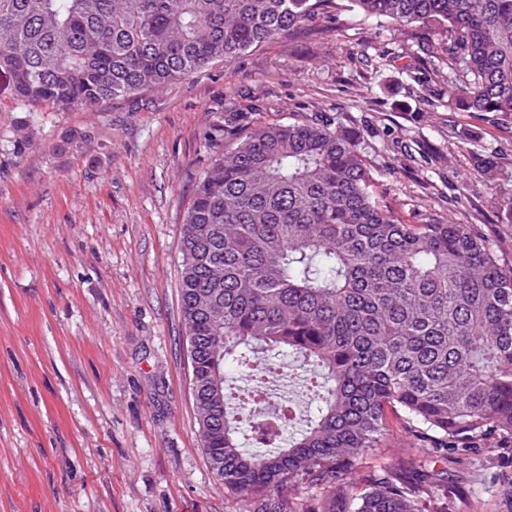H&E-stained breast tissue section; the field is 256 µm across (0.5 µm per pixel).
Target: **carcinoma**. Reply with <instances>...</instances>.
Masks as SVG:
<instances>
[{"label": "carcinoma", "mask_w": 512, "mask_h": 512, "mask_svg": "<svg viewBox=\"0 0 512 512\" xmlns=\"http://www.w3.org/2000/svg\"><path fill=\"white\" fill-rule=\"evenodd\" d=\"M451 60L448 94L512 124V0H351ZM336 0H0V74L17 106L97 111L217 60L336 20ZM224 113L235 147L196 183L179 282L198 435L238 512H448V465L512 439V270L467 225L406 224L380 205L360 144L331 119ZM495 189L490 157H474ZM313 413L229 383L286 375ZM412 455L365 468L387 413ZM445 467L438 469L436 463Z\"/></svg>", "instance_id": "cac0c4a2"}]
</instances>
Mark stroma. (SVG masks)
I'll return each mask as SVG.
<instances>
[{
    "mask_svg": "<svg viewBox=\"0 0 512 512\" xmlns=\"http://www.w3.org/2000/svg\"><path fill=\"white\" fill-rule=\"evenodd\" d=\"M338 0L336 21L163 90L29 114L0 78V512H237L200 444L180 240L226 112H322L358 139L377 201L452 221L512 269V125L449 105L448 61ZM28 146L17 151L15 140ZM490 150L496 191L472 161ZM455 512H512V451L454 470Z\"/></svg>",
    "mask_w": 512,
    "mask_h": 512,
    "instance_id": "obj_1",
    "label": "stroma"
}]
</instances>
